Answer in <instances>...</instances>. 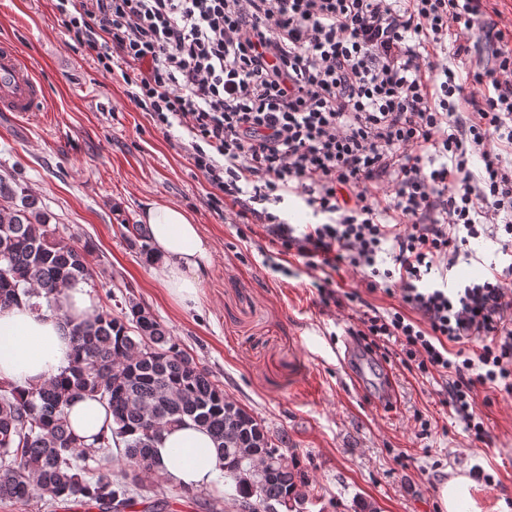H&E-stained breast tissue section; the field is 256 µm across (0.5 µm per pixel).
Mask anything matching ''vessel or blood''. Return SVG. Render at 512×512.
<instances>
[{
  "label": "vessel or blood",
  "mask_w": 512,
  "mask_h": 512,
  "mask_svg": "<svg viewBox=\"0 0 512 512\" xmlns=\"http://www.w3.org/2000/svg\"><path fill=\"white\" fill-rule=\"evenodd\" d=\"M45 100L43 86L14 43L0 41V111L27 114Z\"/></svg>",
  "instance_id": "b4317fda"
}]
</instances>
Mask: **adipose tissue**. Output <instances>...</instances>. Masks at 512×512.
Returning <instances> with one entry per match:
<instances>
[{
    "label": "adipose tissue",
    "mask_w": 512,
    "mask_h": 512,
    "mask_svg": "<svg viewBox=\"0 0 512 512\" xmlns=\"http://www.w3.org/2000/svg\"><path fill=\"white\" fill-rule=\"evenodd\" d=\"M142 219L169 295L182 305L197 301L199 273L211 255L199 226L183 209L161 202L149 203ZM99 312L81 287L63 296L56 315L24 305L0 308V382L27 389L59 376L73 353L66 320L91 321ZM67 413L75 434L87 441L112 423L106 407L89 396L71 401ZM155 456V472L170 486L202 488L222 471L211 435L191 422L165 431Z\"/></svg>",
    "instance_id": "1"
}]
</instances>
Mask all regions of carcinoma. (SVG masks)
I'll list each match as a JSON object with an SVG mask.
<instances>
[{
  "label": "carcinoma",
  "instance_id": "cac0c4a2",
  "mask_svg": "<svg viewBox=\"0 0 512 512\" xmlns=\"http://www.w3.org/2000/svg\"><path fill=\"white\" fill-rule=\"evenodd\" d=\"M51 215L11 178L0 177V306L26 298L34 310H59L65 292L92 285L87 250L50 227ZM74 355L62 374L20 395L0 383V501L47 495L85 512L133 505V489L151 476L153 448L163 432L191 420L210 432L224 473L260 468L261 477L234 483L233 507L304 512L306 472L144 307L101 310L71 326ZM96 397L112 415L110 432L87 444L72 430L66 408L77 396ZM123 444L118 453L112 445ZM255 449L244 461L239 449ZM124 470L114 473L113 456Z\"/></svg>",
  "mask_w": 512,
  "mask_h": 512
}]
</instances>
